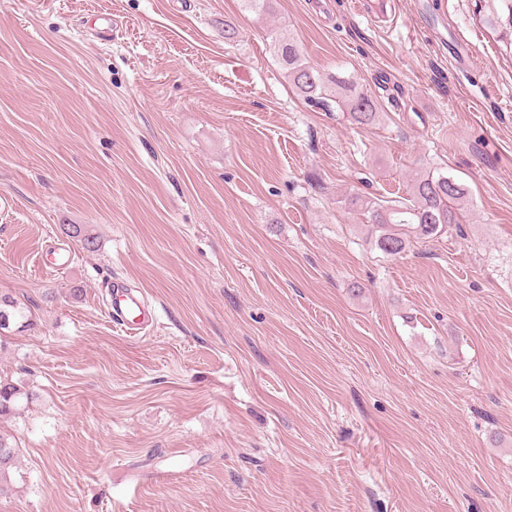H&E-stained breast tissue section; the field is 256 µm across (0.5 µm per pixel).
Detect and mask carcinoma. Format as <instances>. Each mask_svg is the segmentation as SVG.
Masks as SVG:
<instances>
[{
  "label": "carcinoma",
  "mask_w": 512,
  "mask_h": 512,
  "mask_svg": "<svg viewBox=\"0 0 512 512\" xmlns=\"http://www.w3.org/2000/svg\"><path fill=\"white\" fill-rule=\"evenodd\" d=\"M503 8L496 14L495 25L512 33V0H502ZM273 53L288 76L289 82L316 106H329L333 100L339 109L359 125H370L379 120L380 112L374 99L353 83L336 74H322L308 65L301 48L285 35H271ZM468 192L453 177L444 174H422L410 185L409 197L402 200L363 199L354 196L352 207L365 216L376 232L375 246L387 256L405 251L411 239H429L441 233L450 224L460 223ZM65 234L77 239L88 250L97 248V240L84 224L63 225ZM18 319L28 320L26 312L13 299L0 295V330ZM31 400L32 394L9 379H0V417L21 408L22 400ZM16 448L10 438L0 433V492L3 481L14 464Z\"/></svg>",
  "instance_id": "1"
}]
</instances>
